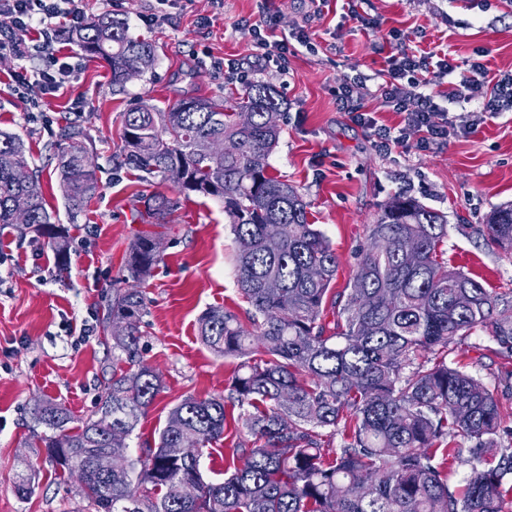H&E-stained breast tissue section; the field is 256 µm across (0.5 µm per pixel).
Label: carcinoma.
Masks as SVG:
<instances>
[{
	"label": "carcinoma",
	"mask_w": 512,
	"mask_h": 512,
	"mask_svg": "<svg viewBox=\"0 0 512 512\" xmlns=\"http://www.w3.org/2000/svg\"><path fill=\"white\" fill-rule=\"evenodd\" d=\"M82 51L106 59L112 84L155 56V45L126 23L100 14L67 32ZM283 101L271 86L250 83L235 102L183 99L162 110L141 103L124 113L120 164L180 191L224 201L237 244L238 286L253 312L248 323L222 307L198 321L201 342L240 360L229 386L246 440L232 445L224 481L199 469L202 450L224 437V397L188 396L170 412L158 445L127 456L125 438L162 388L160 372L140 346L147 312L142 288L162 261L154 233L140 232L112 288L108 318L125 325L112 336V379L98 410L73 418L47 401L34 419L47 461L79 479L94 512H512V430L487 387L448 364L450 346L491 327L495 352L512 356V303L443 261L445 216L411 197L388 201L368 225L350 288L331 293L337 258L309 222L297 188L269 173L280 127L267 120ZM82 125L57 142L58 169L72 215L98 187ZM29 167L20 140L0 132V230L33 233L70 262L67 228L51 221L35 180L14 179ZM175 203L142 195V224H157ZM489 249L512 252V203L476 229ZM123 437L107 443L109 430ZM340 437L327 448L322 437ZM471 442L456 448V438ZM184 448L181 457L168 449ZM112 449L116 467L103 475L93 457ZM452 458L468 466L459 495L443 474Z\"/></svg>",
	"instance_id": "carcinoma-1"
}]
</instances>
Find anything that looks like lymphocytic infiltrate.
I'll return each instance as SVG.
<instances>
[{
    "label": "lymphocytic infiltrate",
    "instance_id": "lymphocytic-infiltrate-1",
    "mask_svg": "<svg viewBox=\"0 0 512 512\" xmlns=\"http://www.w3.org/2000/svg\"><path fill=\"white\" fill-rule=\"evenodd\" d=\"M63 17L72 26L84 20L83 0H0V56L38 59L42 65L34 72L20 71L13 80L18 86L37 81L44 92L59 90L70 77L73 67L53 50L60 30L53 26L55 18ZM456 66L450 59L435 58L433 53L414 54L399 51L388 59L384 70L381 94L396 111L405 113L406 124L399 131L379 124L373 113L362 111L355 96L362 89L360 77L345 79L338 92L343 111L373 133L379 148L408 147L411 133H420L419 147L448 136V111L437 103L435 85L441 84ZM454 98L470 101L481 99V112H500L512 108V74L497 80L487 78L481 63L471 62L468 74L462 77Z\"/></svg>",
    "mask_w": 512,
    "mask_h": 512
}]
</instances>
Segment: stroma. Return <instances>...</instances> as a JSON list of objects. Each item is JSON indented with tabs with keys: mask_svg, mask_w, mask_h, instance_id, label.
Returning a JSON list of instances; mask_svg holds the SVG:
<instances>
[{
	"mask_svg": "<svg viewBox=\"0 0 512 512\" xmlns=\"http://www.w3.org/2000/svg\"><path fill=\"white\" fill-rule=\"evenodd\" d=\"M86 17L126 20L129 32L156 46L150 68L116 86L107 63L60 42L76 70L53 95L24 93L12 76L31 60L0 57V131L23 142L48 212L72 239L71 263L59 273L52 251L34 234L0 231V512H91L76 479L55 474L32 447L44 427L32 415L50 400L78 419L99 406L112 375L107 300L126 250L144 226L134 218L138 195L162 193L177 204L157 231L164 260L146 285L148 312L140 330L145 358L163 388L127 438L129 456L156 446L170 410L187 396L227 395L238 362L213 354L198 336V319L212 306L246 317L237 285L236 244L222 201L179 192L171 183L121 166L123 114L136 103L164 109L185 97L221 99L239 90L222 64L235 62L249 79L270 85L283 100L281 135L269 171L301 193L309 219L336 252L334 291L348 288L356 254L381 206L397 195L418 199L448 220L444 260L499 294L512 290V254L489 250L475 233L496 207L512 203V112L476 117L474 103L448 100L459 81L448 76L441 106L453 127L447 142L421 150H377L369 133L339 110L346 77L365 79L361 106L381 124L400 128L402 113L380 95L382 70L394 54L392 32L407 48L478 59L489 74L512 73V0H172L165 20L144 24L152 0H84ZM273 20L277 33L304 31L310 47L291 43L285 63L256 62L253 26ZM81 121L97 166L99 189L78 215L69 212L53 145L61 129ZM89 321L88 341L68 328ZM487 331L453 346L448 361L473 375L499 400L502 425L512 429V359L498 356ZM32 477L20 498L15 485Z\"/></svg>",
	"mask_w": 512,
	"mask_h": 512,
	"instance_id": "stroma-1",
	"label": "stroma"
}]
</instances>
